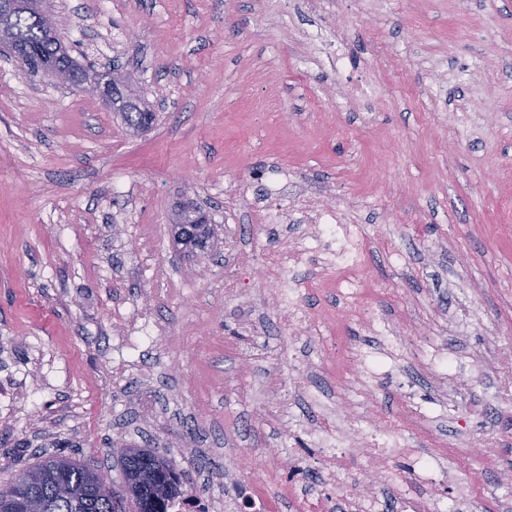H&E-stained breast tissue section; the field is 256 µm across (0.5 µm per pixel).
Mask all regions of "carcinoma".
I'll return each mask as SVG.
<instances>
[{
    "instance_id": "cac0c4a2",
    "label": "carcinoma",
    "mask_w": 512,
    "mask_h": 512,
    "mask_svg": "<svg viewBox=\"0 0 512 512\" xmlns=\"http://www.w3.org/2000/svg\"><path fill=\"white\" fill-rule=\"evenodd\" d=\"M46 10L35 0H12L4 25L9 42L31 45L35 49L34 63L55 68H77L79 64L68 54L62 53L59 35L43 33V15ZM114 111L121 113L125 126L133 131H143L153 124L155 114L146 105L123 95L117 82ZM174 242L187 254L196 255L197 242L212 241L214 228L202 224L192 209L179 210L172 224ZM123 472L127 499L134 512H166L168 501L184 495L183 481L169 461L139 449L123 451ZM28 481L20 498L41 506L38 512H125L123 499L112 495L107 498L99 493V486L107 483L101 472L92 470L76 460L49 455L26 469ZM14 484L0 485V512H23L20 502L8 496Z\"/></svg>"
}]
</instances>
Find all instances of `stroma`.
<instances>
[{"label": "stroma", "mask_w": 512, "mask_h": 512, "mask_svg": "<svg viewBox=\"0 0 512 512\" xmlns=\"http://www.w3.org/2000/svg\"><path fill=\"white\" fill-rule=\"evenodd\" d=\"M63 44L111 58L157 119L130 135L94 93L0 62V485L46 454L123 493L120 450H154L186 494H234L236 473L303 512L320 451L291 432L289 385L327 340L364 356L372 428L444 470L420 501L512 512V0H47ZM326 24L347 64H300L292 35ZM378 30L379 60L368 39ZM373 82L370 104L347 86ZM283 166L332 184L367 241L361 266L389 321L286 326L283 284L310 313L338 305L316 265L280 270L291 230L224 198ZM219 227L205 256L174 246L185 202ZM416 221L404 223L403 211ZM249 289L254 302L232 296ZM148 323V339L123 345ZM453 359L455 373L437 369ZM410 382L403 395L401 382ZM302 445L303 474L279 461Z\"/></svg>", "instance_id": "obj_1"}]
</instances>
